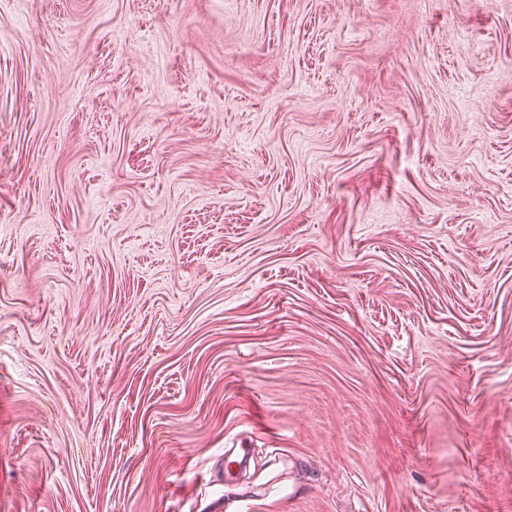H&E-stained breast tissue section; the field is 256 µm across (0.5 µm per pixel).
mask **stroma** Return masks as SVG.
I'll use <instances>...</instances> for the list:
<instances>
[{"label": "stroma", "instance_id": "obj_1", "mask_svg": "<svg viewBox=\"0 0 512 512\" xmlns=\"http://www.w3.org/2000/svg\"><path fill=\"white\" fill-rule=\"evenodd\" d=\"M0 512H512V0H0Z\"/></svg>", "mask_w": 512, "mask_h": 512}]
</instances>
